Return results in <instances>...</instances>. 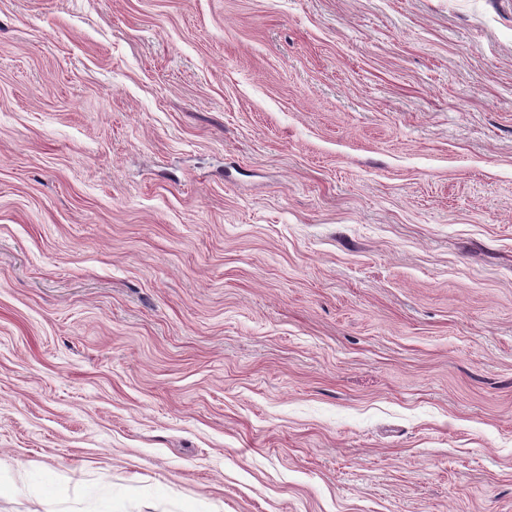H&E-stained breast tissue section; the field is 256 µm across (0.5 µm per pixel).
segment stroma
Returning <instances> with one entry per match:
<instances>
[{"instance_id": "stroma-1", "label": "stroma", "mask_w": 512, "mask_h": 512, "mask_svg": "<svg viewBox=\"0 0 512 512\" xmlns=\"http://www.w3.org/2000/svg\"><path fill=\"white\" fill-rule=\"evenodd\" d=\"M0 512H512V0H0Z\"/></svg>"}]
</instances>
